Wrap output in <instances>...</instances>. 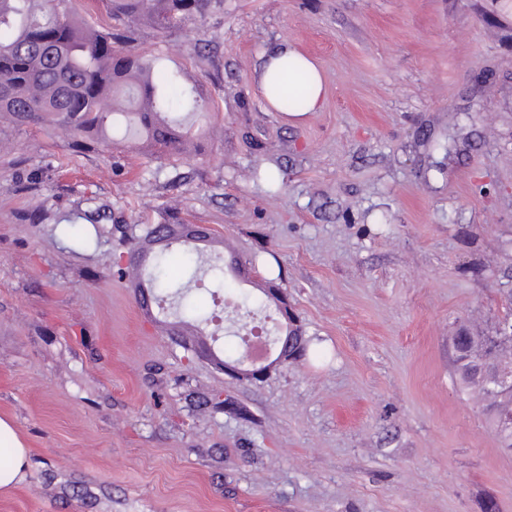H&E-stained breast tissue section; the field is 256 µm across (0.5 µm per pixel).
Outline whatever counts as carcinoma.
Masks as SVG:
<instances>
[{
	"label": "carcinoma",
	"mask_w": 512,
	"mask_h": 512,
	"mask_svg": "<svg viewBox=\"0 0 512 512\" xmlns=\"http://www.w3.org/2000/svg\"><path fill=\"white\" fill-rule=\"evenodd\" d=\"M109 23L82 22L73 0H0V117L19 126L55 125L70 133L76 146L91 151L113 141L112 128H124L123 140L142 153L177 162L198 151L195 125L207 117L194 87L157 66L135 46L137 26L160 32L203 16L212 0H87ZM210 272L224 287L231 272L249 278L247 262L210 244ZM197 245L162 247L150 255L155 268L167 267L170 255L191 257ZM209 318L178 320L182 335L204 331ZM454 372L462 391L483 408L501 447L512 448L502 434L499 416L512 411V392L497 388L496 376L512 366V340H487L462 331L450 337Z\"/></svg>",
	"instance_id": "carcinoma-1"
}]
</instances>
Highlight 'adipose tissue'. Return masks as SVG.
<instances>
[{
  "mask_svg": "<svg viewBox=\"0 0 512 512\" xmlns=\"http://www.w3.org/2000/svg\"><path fill=\"white\" fill-rule=\"evenodd\" d=\"M260 87L266 102L278 106L283 94L300 93L305 109L320 110L325 102L323 78L314 62L288 43L267 46L260 57ZM28 464V448L11 422L0 418V489H10L21 482Z\"/></svg>",
  "mask_w": 512,
  "mask_h": 512,
  "instance_id": "adipose-tissue-1",
  "label": "adipose tissue"
}]
</instances>
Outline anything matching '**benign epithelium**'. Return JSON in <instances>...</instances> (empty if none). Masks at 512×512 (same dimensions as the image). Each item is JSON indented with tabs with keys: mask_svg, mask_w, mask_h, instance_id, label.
<instances>
[{
	"mask_svg": "<svg viewBox=\"0 0 512 512\" xmlns=\"http://www.w3.org/2000/svg\"><path fill=\"white\" fill-rule=\"evenodd\" d=\"M167 235L173 243L191 242L200 246L203 244L205 231L199 224H171L167 228ZM265 292L278 307L281 331L290 329L294 334H300L301 325L288 304L286 292L281 288H267ZM169 333L175 343L195 359L211 364L222 373L239 380L261 381L302 353V341L283 335L275 340V346L264 355L254 357L247 354L244 358L231 362L219 357L209 341L200 342L180 336L174 324L170 326Z\"/></svg>",
	"mask_w": 512,
	"mask_h": 512,
	"instance_id": "obj_1",
	"label": "benign epithelium"
}]
</instances>
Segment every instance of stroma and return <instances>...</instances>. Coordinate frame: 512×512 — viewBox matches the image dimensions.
I'll list each match as a JSON object with an SVG mask.
<instances>
[{"instance_id": "obj_1", "label": "stroma", "mask_w": 512, "mask_h": 512, "mask_svg": "<svg viewBox=\"0 0 512 512\" xmlns=\"http://www.w3.org/2000/svg\"><path fill=\"white\" fill-rule=\"evenodd\" d=\"M280 41L321 110L267 107ZM135 47L203 93L201 156L0 120V417L31 450L0 512H512V452L448 347L512 310V0H224ZM173 208L285 289L305 356L236 380L141 314L116 262ZM260 87L266 102L279 108V99L285 110L297 109L302 106V100L289 94L302 93L305 97V112L320 110L325 102L326 89L322 75L314 62L297 47L288 42L276 43L267 46L260 57ZM303 74L307 75L306 79ZM271 85L277 86L278 91L271 90ZM287 96L279 95L287 94Z\"/></svg>"}]
</instances>
